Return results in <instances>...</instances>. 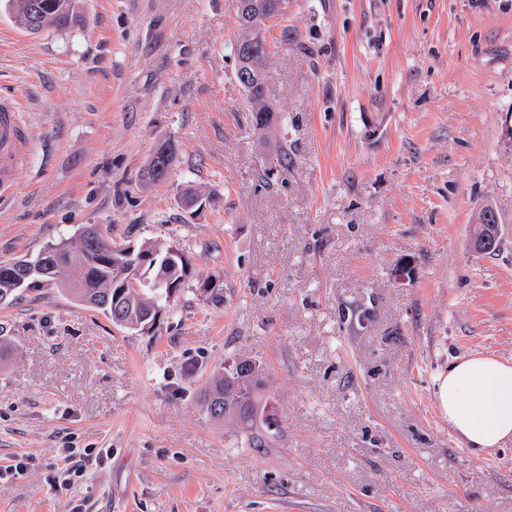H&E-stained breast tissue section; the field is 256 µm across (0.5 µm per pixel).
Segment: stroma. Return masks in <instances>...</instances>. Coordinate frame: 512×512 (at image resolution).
<instances>
[{
    "instance_id": "35a3bbf8",
    "label": "stroma",
    "mask_w": 512,
    "mask_h": 512,
    "mask_svg": "<svg viewBox=\"0 0 512 512\" xmlns=\"http://www.w3.org/2000/svg\"><path fill=\"white\" fill-rule=\"evenodd\" d=\"M81 7L31 33L0 0V87L35 141L0 262L97 224L190 273L149 332L55 288L0 305V464L23 465L0 512H512V440L463 448L435 383L512 362V0H283L260 132L231 0ZM165 138L178 160L142 186ZM240 355L267 372L265 448L201 406ZM66 448L82 472L58 492ZM233 50L236 60L235 76L244 88L246 107L248 111L252 112L255 129H263L271 122L274 110L267 104L263 67L259 69L262 64L258 60L251 62L257 65V71L254 70L251 64L247 63L249 59L242 56L238 48V41L234 45ZM258 102L263 104L260 112L256 111ZM489 207L482 210L480 224L483 229H486L483 235H477L474 240L476 250L489 253L496 249L498 245V228L497 224H487L491 220V212L487 211Z\"/></svg>"
}]
</instances>
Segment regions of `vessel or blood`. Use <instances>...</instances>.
<instances>
[{
	"label": "vessel or blood",
	"mask_w": 512,
	"mask_h": 512,
	"mask_svg": "<svg viewBox=\"0 0 512 512\" xmlns=\"http://www.w3.org/2000/svg\"><path fill=\"white\" fill-rule=\"evenodd\" d=\"M21 102L13 94L0 93V203L11 194L17 175L32 151L20 121Z\"/></svg>",
	"instance_id": "b4317fda"
}]
</instances>
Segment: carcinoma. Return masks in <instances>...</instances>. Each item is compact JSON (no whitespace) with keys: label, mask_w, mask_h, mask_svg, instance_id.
<instances>
[{"label":"carcinoma","mask_w":512,"mask_h":512,"mask_svg":"<svg viewBox=\"0 0 512 512\" xmlns=\"http://www.w3.org/2000/svg\"><path fill=\"white\" fill-rule=\"evenodd\" d=\"M19 22L32 33L54 25L59 28L81 22L77 0H12ZM281 0H258L257 6L246 15L238 16L240 26L250 25L255 35L265 38L266 22L278 13ZM235 76L245 91L248 111L252 112L254 127L262 129L271 122L273 109L267 104L263 70H254L238 47H233ZM112 240L103 233L63 238L51 243L37 255L42 274L30 278L26 288L32 291L54 285L71 293L84 306L112 315V265L108 253ZM124 299L133 310L162 308L169 295L159 289L129 290ZM260 364L251 357H238L224 365L211 381L202 399V408L215 421L225 416L236 418L248 433L247 440L260 448L274 437L271 428L277 425L274 414L267 411L268 395Z\"/></svg>","instance_id":"obj_1"}]
</instances>
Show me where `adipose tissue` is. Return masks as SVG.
Listing matches in <instances>:
<instances>
[{
    "label": "adipose tissue",
    "mask_w": 512,
    "mask_h": 512,
    "mask_svg": "<svg viewBox=\"0 0 512 512\" xmlns=\"http://www.w3.org/2000/svg\"><path fill=\"white\" fill-rule=\"evenodd\" d=\"M439 411L459 442L476 455L512 439V362L487 354L452 360L437 378Z\"/></svg>",
    "instance_id": "1"
}]
</instances>
